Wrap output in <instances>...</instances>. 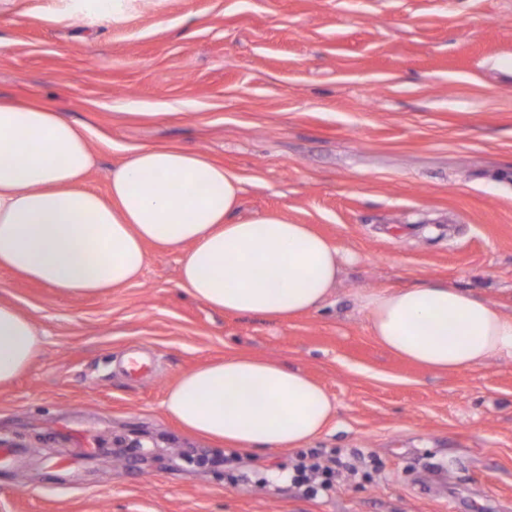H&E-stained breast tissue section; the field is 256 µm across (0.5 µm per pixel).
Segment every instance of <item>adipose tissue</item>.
<instances>
[{
	"instance_id": "ef3b65f1",
	"label": "adipose tissue",
	"mask_w": 512,
	"mask_h": 512,
	"mask_svg": "<svg viewBox=\"0 0 512 512\" xmlns=\"http://www.w3.org/2000/svg\"><path fill=\"white\" fill-rule=\"evenodd\" d=\"M150 0H62L64 17L119 24ZM88 128L37 100L0 96V268L64 294L135 283L151 253L179 252L180 288L209 308L283 320L312 311L347 255L278 211L240 221L242 179L201 152L131 149L90 188ZM375 340L439 373L512 356V316L433 280L363 296ZM44 335L0 299V387L27 372ZM187 431L248 450H293L318 436L336 406L325 388L280 362L225 356L182 374L164 401Z\"/></svg>"
}]
</instances>
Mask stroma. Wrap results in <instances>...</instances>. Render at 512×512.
I'll return each instance as SVG.
<instances>
[{"label":"stroma","instance_id":"stroma-1","mask_svg":"<svg viewBox=\"0 0 512 512\" xmlns=\"http://www.w3.org/2000/svg\"><path fill=\"white\" fill-rule=\"evenodd\" d=\"M60 6L0 0V95L89 127L91 188L141 145L203 152L243 177L237 219L277 209L354 258L284 321L195 300L174 253L101 297L0 270L44 333L0 388V512H512V357L432 372L361 302L442 280L512 316V0H162L90 26ZM132 351L153 375L123 372ZM236 353L321 383L336 414L308 446L363 452L365 475L308 499L279 478L300 450L184 431L168 388ZM437 464L447 502L411 477Z\"/></svg>","mask_w":512,"mask_h":512}]
</instances>
